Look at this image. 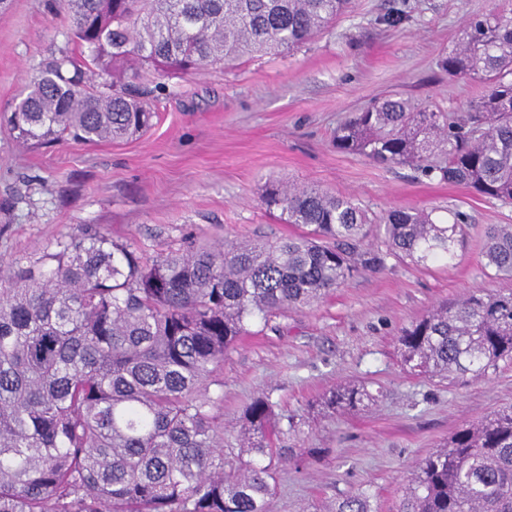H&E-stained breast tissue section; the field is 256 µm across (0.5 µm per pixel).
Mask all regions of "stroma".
<instances>
[{
    "mask_svg": "<svg viewBox=\"0 0 512 512\" xmlns=\"http://www.w3.org/2000/svg\"><path fill=\"white\" fill-rule=\"evenodd\" d=\"M10 0L0 11V113L10 111L44 56L65 47L63 9ZM512 0H356L313 41L283 56L243 59L165 78L153 125L116 142L19 146L0 128V257L26 260L80 225L154 252L185 239L276 241L296 234L266 211L262 189L290 180L351 196L378 214L393 207L462 213L467 241L453 266L389 259L242 337L219 369L216 415L232 441L242 409L259 392L302 418L292 446L317 460L283 465L268 512H331L339 498L368 492L377 512H397L417 462L462 426L512 404V365L479 381L448 383L408 374L399 331L426 310L471 290L504 291L483 257L484 231L512 224V203L337 152L333 134L373 99L396 94L463 115L483 83L439 66L464 21ZM401 12L393 23L389 14ZM367 386L375 403L328 415L323 397Z\"/></svg>",
    "mask_w": 512,
    "mask_h": 512,
    "instance_id": "obj_1",
    "label": "stroma"
}]
</instances>
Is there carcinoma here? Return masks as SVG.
Instances as JSON below:
<instances>
[{
  "mask_svg": "<svg viewBox=\"0 0 512 512\" xmlns=\"http://www.w3.org/2000/svg\"><path fill=\"white\" fill-rule=\"evenodd\" d=\"M68 38L45 58L4 120L23 146L68 137L120 141L145 132L149 91L122 69L159 77L310 42L352 0H59ZM439 66L480 78L487 91L457 119L389 96L336 129V149L512 202V11L467 19ZM110 75L114 81L96 82ZM267 210L301 232L274 242L194 243L148 253L97 228L77 227L26 263L0 262V512H267L278 469L319 448L282 436L301 421L260 392L239 418L237 449L210 388L224 353L257 320L304 308L388 259L449 266L461 224L393 207L378 218L352 197L268 185ZM377 244L365 243L372 231ZM485 266L512 280V224L484 235ZM416 376L485 378L512 364V289L470 291L399 334ZM375 401L338 387L329 412ZM333 512H375L363 492ZM401 512H512V406L455 431L416 465Z\"/></svg>",
  "mask_w": 512,
  "mask_h": 512,
  "instance_id": "obj_1",
  "label": "carcinoma"
}]
</instances>
